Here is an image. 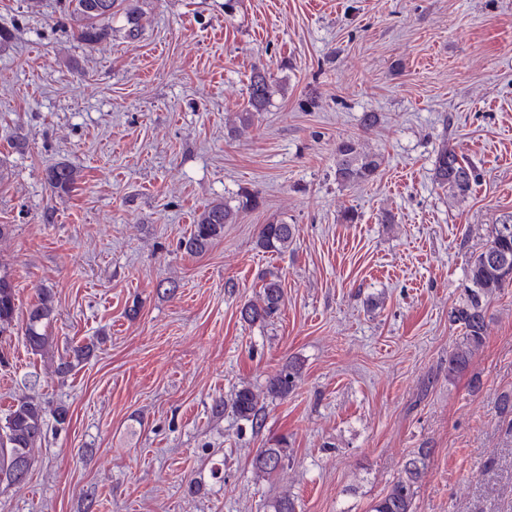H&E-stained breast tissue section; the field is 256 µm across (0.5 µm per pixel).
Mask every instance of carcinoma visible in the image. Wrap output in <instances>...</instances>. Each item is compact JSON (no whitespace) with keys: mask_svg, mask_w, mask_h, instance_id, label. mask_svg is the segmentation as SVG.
Listing matches in <instances>:
<instances>
[{"mask_svg":"<svg viewBox=\"0 0 512 512\" xmlns=\"http://www.w3.org/2000/svg\"><path fill=\"white\" fill-rule=\"evenodd\" d=\"M125 0H70L71 15L78 23L79 37L88 42L105 41L112 37V12L123 5ZM271 95L266 72L253 70L247 100V109L242 118L248 121L256 112L265 109ZM383 159L376 153L362 149L352 137L336 145L335 178L341 185H359L376 177ZM436 183L448 190L454 198H465L476 181L474 168L468 159L456 150L442 146L434 162ZM48 186L58 195L71 191L75 173L65 162H59L45 172ZM257 200L245 195L237 207L223 202L204 206L197 215L188 237L179 248L188 254L206 252L224 235V225L236 221L238 213L254 208ZM295 235V227L284 222L262 225L256 240L257 248L265 252L280 253L288 249ZM512 284V216L494 226L492 237L485 247L473 254L466 270V297L448 310V321L461 328V340L448 352V379L464 371L486 339V314L491 297L501 288ZM283 300L281 280H267L259 299L242 307V319L254 323L266 322L277 315ZM16 297L10 268L0 263V334L8 331L16 315ZM53 313L52 295L39 291L38 300L26 312L25 340L31 351H42L49 342L45 324ZM94 347L86 344L66 351L59 359L56 372L66 378L80 364L90 358ZM299 369L290 364L269 379L265 396L283 398L296 387ZM231 408L237 416L251 426L258 428L262 422L260 395L244 386L234 393ZM46 410L41 402L32 397L17 400L0 426V476H10L18 457L32 463V451L46 436ZM429 449L420 448L404 464L399 476L392 481L386 492L371 506V512H413L417 483L422 474L424 459ZM288 449L260 448L252 457L253 473L258 478H269L288 468ZM271 512H296L294 499L284 491L269 502Z\"/></svg>","mask_w":512,"mask_h":512,"instance_id":"1","label":"carcinoma"}]
</instances>
